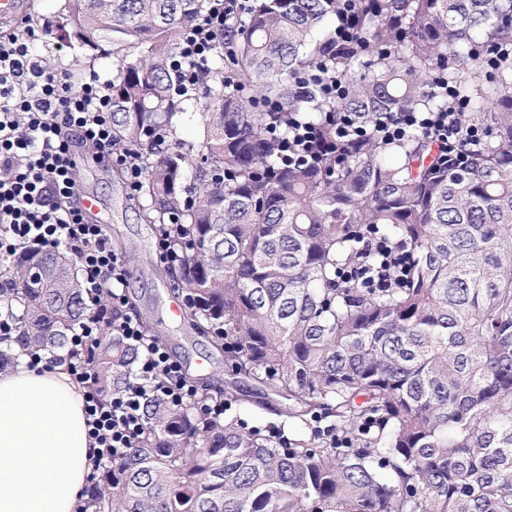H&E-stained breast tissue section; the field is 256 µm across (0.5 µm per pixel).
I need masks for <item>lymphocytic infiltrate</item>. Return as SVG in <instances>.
<instances>
[{"label":"lymphocytic infiltrate","instance_id":"lymphocytic-infiltrate-1","mask_svg":"<svg viewBox=\"0 0 512 512\" xmlns=\"http://www.w3.org/2000/svg\"><path fill=\"white\" fill-rule=\"evenodd\" d=\"M248 0H210L208 11L183 37L181 70L184 88H195L207 51L228 21L246 12ZM464 103L445 112H394L380 119L377 130L386 140H401L420 131L443 148L461 140H479L478 125L462 127ZM91 144L99 154L114 157L138 187L143 168L133 150L112 139V84L90 78L73 86L69 75L48 70L24 32L0 38V264L28 251L62 250L74 255L88 298L107 295L112 313L79 323L70 338L67 369L85 389L89 436L98 447V468L124 458L141 436V402L161 398L171 405L192 400L195 387L180 366L150 336L124 293L128 275L124 259L112 248L106 225L86 219L73 177L74 140ZM366 254L374 267L346 271V281H371L387 287L404 270L400 248L381 238H367ZM138 345L141 351L134 379L122 391L103 396L89 353L104 328Z\"/></svg>","mask_w":512,"mask_h":512}]
</instances>
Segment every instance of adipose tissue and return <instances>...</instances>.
<instances>
[{
  "instance_id": "obj_1",
  "label": "adipose tissue",
  "mask_w": 512,
  "mask_h": 512,
  "mask_svg": "<svg viewBox=\"0 0 512 512\" xmlns=\"http://www.w3.org/2000/svg\"><path fill=\"white\" fill-rule=\"evenodd\" d=\"M87 430L66 362L0 374V512H75L93 470Z\"/></svg>"
}]
</instances>
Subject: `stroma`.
Segmentation results:
<instances>
[{"mask_svg":"<svg viewBox=\"0 0 512 512\" xmlns=\"http://www.w3.org/2000/svg\"><path fill=\"white\" fill-rule=\"evenodd\" d=\"M33 3L38 21L30 22L24 16L20 22L31 32L38 54L45 56L48 65L69 69L75 84L93 76L111 79L112 57L92 58L90 51L61 35L62 0ZM75 154L82 174L81 188L98 199L112 246L126 257L129 277L125 294L134 311L145 328L160 333L162 345L190 381L207 383L214 396H223L229 378L224 353L211 338L196 334L187 316L172 313L170 304L177 286L168 265L159 258L155 227L143 218L142 200L108 157L81 145Z\"/></svg>","mask_w":512,"mask_h":512,"instance_id":"35a3bbf8","label":"stroma"}]
</instances>
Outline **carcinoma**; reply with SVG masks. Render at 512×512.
Returning a JSON list of instances; mask_svg holds the SVG:
<instances>
[{"label": "carcinoma", "instance_id": "obj_1", "mask_svg": "<svg viewBox=\"0 0 512 512\" xmlns=\"http://www.w3.org/2000/svg\"><path fill=\"white\" fill-rule=\"evenodd\" d=\"M209 0H64L62 28L115 57L112 139L139 154L150 224H177L188 319L224 341V419L194 399L141 406L143 434L94 482L85 512H512V0H255L210 51L202 112L181 89L183 34ZM340 97L321 94L327 78ZM448 86L446 96L441 86ZM468 104L486 130L448 162L413 132L382 139L390 112ZM270 102L276 111L261 105ZM365 134L336 145V116ZM199 117L195 143L179 137ZM314 126L313 165L286 164L293 120ZM193 186L184 185L187 170ZM408 255L390 288L343 281L366 235ZM15 319L0 370L67 349L90 307L76 259L23 254L0 280ZM105 394L140 350L91 352ZM251 385L290 433L244 415ZM323 418L345 442L313 433Z\"/></svg>", "mask_w": 512, "mask_h": 512}]
</instances>
